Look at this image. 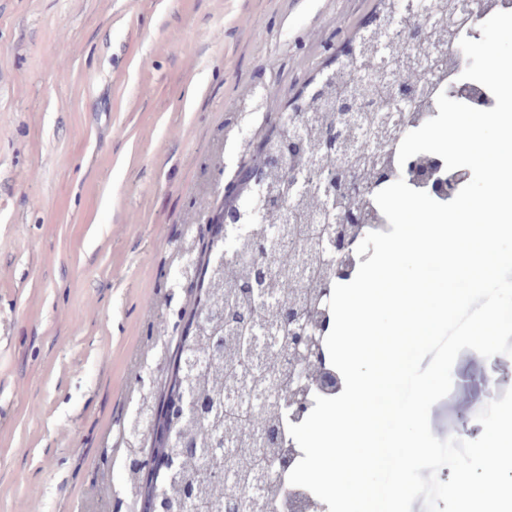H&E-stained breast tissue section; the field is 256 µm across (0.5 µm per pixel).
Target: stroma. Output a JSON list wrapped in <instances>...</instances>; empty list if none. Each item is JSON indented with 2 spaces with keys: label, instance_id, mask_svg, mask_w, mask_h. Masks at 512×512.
<instances>
[{
  "label": "stroma",
  "instance_id": "stroma-1",
  "mask_svg": "<svg viewBox=\"0 0 512 512\" xmlns=\"http://www.w3.org/2000/svg\"><path fill=\"white\" fill-rule=\"evenodd\" d=\"M373 0H0V512H88L224 114L289 104ZM429 413L478 438L512 357L465 350Z\"/></svg>",
  "mask_w": 512,
  "mask_h": 512
}]
</instances>
